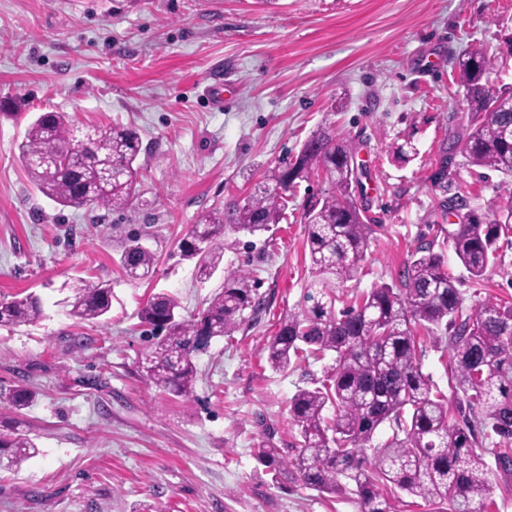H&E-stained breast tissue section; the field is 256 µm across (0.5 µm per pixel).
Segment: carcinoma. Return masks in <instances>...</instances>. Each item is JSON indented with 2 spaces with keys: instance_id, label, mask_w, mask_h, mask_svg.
<instances>
[{
  "instance_id": "carcinoma-1",
  "label": "carcinoma",
  "mask_w": 512,
  "mask_h": 512,
  "mask_svg": "<svg viewBox=\"0 0 512 512\" xmlns=\"http://www.w3.org/2000/svg\"><path fill=\"white\" fill-rule=\"evenodd\" d=\"M488 53L475 49L459 63V82L469 112L464 155L470 166L504 176L506 202L486 222L469 212L465 224L448 230V244L475 281L497 259L498 240L512 232V111L498 103L512 88L489 79ZM141 141L136 131L113 126L81 128L65 112H44L26 128L19 161L36 190L61 207L125 213L133 204ZM355 146L330 122L309 137L291 159L269 171L244 204L224 214L212 208L198 215L179 242L183 256L197 259L200 280L211 279L224 258L226 230L254 235L278 224L288 208V192L322 170L333 189L303 206L306 244L314 280L298 310L288 313L264 346L275 372L292 359L333 363L326 378L301 388L288 402L290 425L300 440L292 457L268 442L257 456L268 467L290 469L302 485L320 494L350 492L361 512H397L395 491L417 497L432 512H484L494 489L493 473L478 450L500 470L512 471V305L490 300L464 313L459 280L448 273L442 254L430 245L399 273L402 287L383 283L336 308V287L357 277L373 232L366 210L353 195ZM450 161L443 157L433 184L448 190ZM122 246L119 264L131 281L152 276L155 254L139 245ZM221 288L197 314L186 317L172 295H152L140 308V323L161 333L141 364L156 388L181 397L194 395L195 354L216 338L231 335L249 310H265L242 268L223 269ZM112 309V288L82 281L74 287L69 313L98 321ZM43 303L27 294L0 302V326L14 328L41 319ZM452 352L453 398L459 419L450 416L448 397L423 373L415 331ZM16 411L28 408L34 393L17 386L5 393ZM392 435L380 446L373 437L382 425ZM38 451L29 435L0 429V464L18 468Z\"/></svg>"
}]
</instances>
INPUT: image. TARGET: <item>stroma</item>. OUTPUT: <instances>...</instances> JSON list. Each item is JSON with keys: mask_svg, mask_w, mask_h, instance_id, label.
Here are the masks:
<instances>
[{"mask_svg": "<svg viewBox=\"0 0 512 512\" xmlns=\"http://www.w3.org/2000/svg\"><path fill=\"white\" fill-rule=\"evenodd\" d=\"M510 36L512 0H0V98L25 99L21 117L0 113V301L33 292L44 308L36 324L0 328V389L36 393L19 416L0 402V421L39 448L0 470V512H358L354 495L273 476L256 456L266 438L295 447L288 401L323 375L313 359L273 372L264 345L312 281L302 212L330 190L326 174L300 182L287 222L225 232L223 267L247 270L266 310L198 354L192 398L145 378L152 339L138 311L158 292L186 316L205 307L223 277L199 283L180 239L201 210L236 208L329 116L357 145L353 193L376 221L344 300L398 285L431 240L466 309L512 303V244L476 282L434 222L452 193L487 219L503 202L499 173L461 151L470 126L457 69L481 48L495 83L512 85ZM50 111L139 134L141 196L125 214L63 208L33 190L18 146ZM449 146L457 174L446 193L429 176ZM135 236L156 254L152 279L129 281L117 264ZM82 280L112 287L99 323L69 314ZM416 342L423 372L450 393L446 343L421 329Z\"/></svg>", "mask_w": 512, "mask_h": 512, "instance_id": "35a3bbf8", "label": "stroma"}]
</instances>
